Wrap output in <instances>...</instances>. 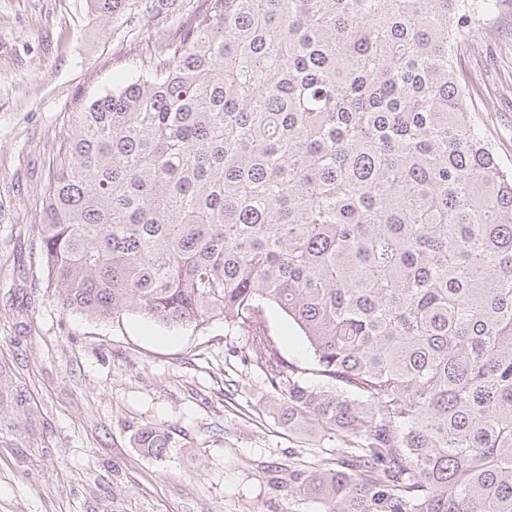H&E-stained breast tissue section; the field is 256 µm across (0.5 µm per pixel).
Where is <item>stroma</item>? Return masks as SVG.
Wrapping results in <instances>:
<instances>
[{"label":"stroma","instance_id":"35a3bbf8","mask_svg":"<svg viewBox=\"0 0 512 512\" xmlns=\"http://www.w3.org/2000/svg\"><path fill=\"white\" fill-rule=\"evenodd\" d=\"M206 7L125 0L105 19L92 0H0V512H325L288 474L336 444L279 423L235 323L66 312L34 254L48 161L78 99L111 91ZM455 57L512 170V0ZM268 314L283 354L309 366L298 329ZM145 424L170 433L164 457L137 448Z\"/></svg>","mask_w":512,"mask_h":512}]
</instances>
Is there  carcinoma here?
<instances>
[{"instance_id":"obj_1","label":"carcinoma","mask_w":512,"mask_h":512,"mask_svg":"<svg viewBox=\"0 0 512 512\" xmlns=\"http://www.w3.org/2000/svg\"><path fill=\"white\" fill-rule=\"evenodd\" d=\"M207 2L58 136L35 242L59 303L237 323L282 424L336 440L290 473L326 512H512V171L454 65L497 0ZM273 334L278 338L283 354L301 367H309L311 352L298 329L276 308H269Z\"/></svg>"}]
</instances>
